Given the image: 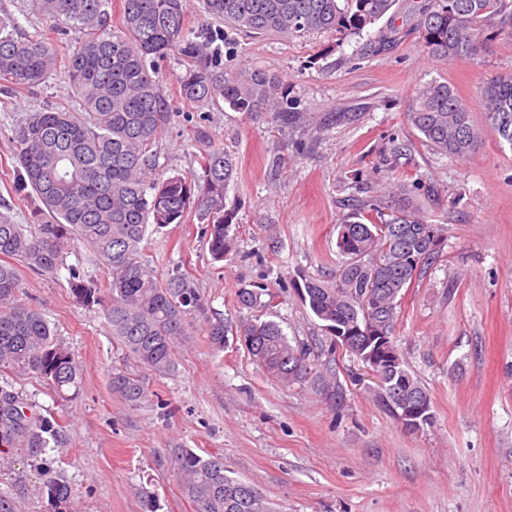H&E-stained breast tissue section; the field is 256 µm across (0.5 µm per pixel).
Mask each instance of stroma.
<instances>
[{
  "label": "stroma",
  "mask_w": 512,
  "mask_h": 512,
  "mask_svg": "<svg viewBox=\"0 0 512 512\" xmlns=\"http://www.w3.org/2000/svg\"><path fill=\"white\" fill-rule=\"evenodd\" d=\"M422 3L397 0L392 19L359 36L236 34L235 64L281 75L307 121L283 128L267 112L175 97L157 172L197 170L203 146L191 128L203 118L212 147L236 164L227 201L237 210L238 248L212 262L193 220L148 229L141 249L160 275L178 269L191 277L209 315L234 326L248 316L237 289L263 284L277 296L268 319L291 344L312 345L324 336L322 324L290 279L336 268L338 226L353 205L408 198L446 238L441 258L406 290L394 333L407 370L431 396L433 423L402 428L375 403V382L354 355L335 354L343 396L332 403L309 383L278 385L238 339L213 351L200 320L177 354V371L141 372L152 396L129 408L110 374L136 364L117 352L102 306L69 294V269L106 279L77 241L58 274L24 268L20 275L28 302L82 366V389L61 400L38 380L13 381L66 427L67 444L47 456L70 482L75 512H140L134 487L146 480L161 512H195L177 474L182 448L222 454L230 475L258 489L272 512H512V145L479 107L486 82L512 73V35L492 33L474 58L434 59L411 32ZM391 23L400 29L397 44L364 53L367 39ZM433 80L448 83L472 110L479 143L467 157L436 153L408 118ZM72 99L61 72L34 93H0V213L15 223H33L35 203L13 189V130L29 112ZM15 483L24 488L17 512H51L43 478L27 460L0 471L1 488Z\"/></svg>",
  "instance_id": "1"
}]
</instances>
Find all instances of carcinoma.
Segmentation results:
<instances>
[{
  "instance_id": "obj_1",
  "label": "carcinoma",
  "mask_w": 512,
  "mask_h": 512,
  "mask_svg": "<svg viewBox=\"0 0 512 512\" xmlns=\"http://www.w3.org/2000/svg\"><path fill=\"white\" fill-rule=\"evenodd\" d=\"M120 2V35L110 33L112 0H35L37 13L48 21L35 36L21 33L12 17L0 16V90L31 92L61 66L81 108H41L14 128V188L39 203L41 219L16 224L0 215V258H5L0 261V468L11 467L17 457L31 462L44 476L53 512H70L72 489L46 459L47 449L66 445V429L15 390L9 378H36L65 399L79 390L82 369L48 321L22 301L18 266L54 275L65 266L70 242L81 240L107 270V281L99 284L69 270L73 299L84 306L105 303L112 338L124 358L158 375L173 373L176 348L204 312L205 298L179 270L160 277L141 257L140 244L148 225L185 224L194 215L212 261H224L237 246L231 233L236 208L226 203L235 164L227 152L210 149L199 157L200 172L156 176L153 147L173 104L156 78L155 61L172 52L183 58L177 91L197 105L222 102L232 112H271L284 127L303 119L288 106L279 75L224 62L188 38L189 0ZM203 5L226 27L224 46L230 47L234 31L359 34L389 13L395 0H203ZM506 7L505 0H424L415 32L435 58L474 57L486 43L489 23ZM71 32L77 47L63 58L58 41ZM396 35L393 26L383 29L366 47L383 53ZM480 107L486 123L512 146L511 74L483 87ZM409 120L440 154L463 157L477 143L470 107L444 82L423 86ZM442 244L439 227L420 218L415 207L376 200L339 225L336 245L344 260L334 276L300 274L290 281L323 323L330 345L338 336H351L352 354L389 360L375 396L391 416L399 407L416 409L418 398L429 396L405 369L394 330L403 290L439 256ZM236 299L240 308L256 312L240 323L236 335L270 377L285 387L307 381L336 398L335 360L314 367L310 349L292 345L277 322L261 319L259 312L274 300L267 289L243 286ZM228 332L223 318L206 320L214 349H224ZM380 336L388 341L378 343ZM110 385L133 408L148 397L144 379L133 373H112ZM177 462L196 512H271L256 488L226 474L223 456L205 458L184 448ZM20 493L19 485L0 489V512H16ZM136 495L140 512H160L156 491L141 485Z\"/></svg>"
}]
</instances>
